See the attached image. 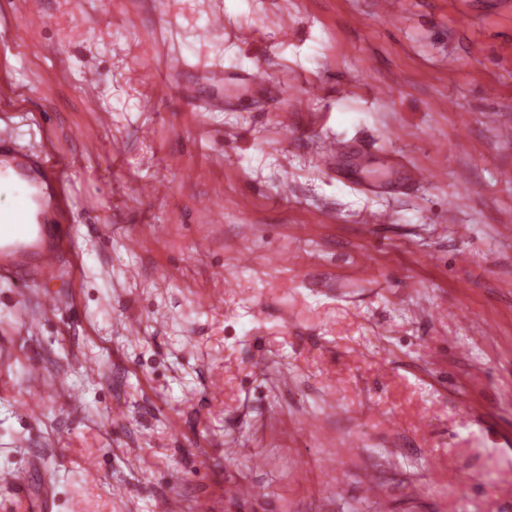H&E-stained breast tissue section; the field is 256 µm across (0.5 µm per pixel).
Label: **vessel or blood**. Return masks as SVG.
<instances>
[{
    "mask_svg": "<svg viewBox=\"0 0 512 512\" xmlns=\"http://www.w3.org/2000/svg\"><path fill=\"white\" fill-rule=\"evenodd\" d=\"M57 160L50 152L27 154L14 145L12 133L0 128V183L17 188L37 206V223L0 220V279L21 283L56 278L69 250L59 222L61 201L47 200L44 187L57 178Z\"/></svg>",
    "mask_w": 512,
    "mask_h": 512,
    "instance_id": "obj_1",
    "label": "vessel or blood"
}]
</instances>
